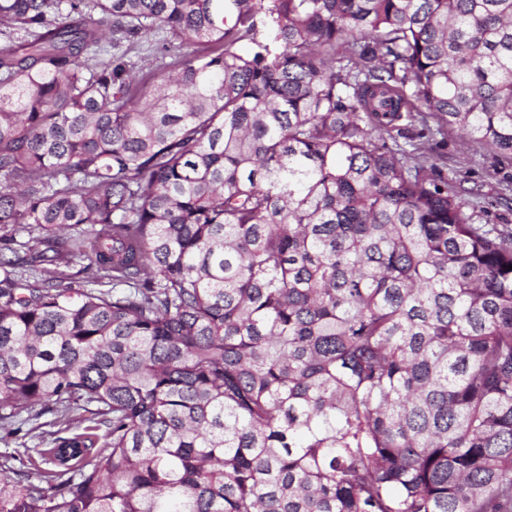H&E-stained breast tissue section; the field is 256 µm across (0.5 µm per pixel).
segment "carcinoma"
<instances>
[{"instance_id": "1", "label": "carcinoma", "mask_w": 512, "mask_h": 512, "mask_svg": "<svg viewBox=\"0 0 512 512\" xmlns=\"http://www.w3.org/2000/svg\"><path fill=\"white\" fill-rule=\"evenodd\" d=\"M0 35V428L106 427L3 456L0 512H512V232L384 141L512 161V0H0ZM159 38L160 35L149 37L148 40L145 39L137 45L132 46L131 50L128 51L127 58L135 64L137 75L140 76L150 71V69L158 63L155 56H157L156 46Z\"/></svg>"}]
</instances>
